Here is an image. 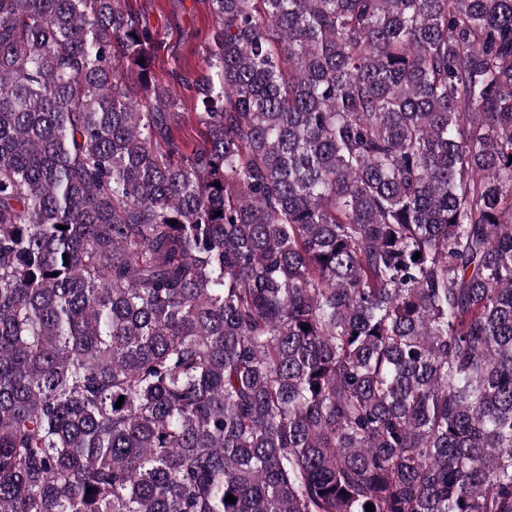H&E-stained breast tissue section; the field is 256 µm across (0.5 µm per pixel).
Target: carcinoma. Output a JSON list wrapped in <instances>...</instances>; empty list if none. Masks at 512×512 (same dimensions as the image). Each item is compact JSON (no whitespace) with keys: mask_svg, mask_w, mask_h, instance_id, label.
<instances>
[{"mask_svg":"<svg viewBox=\"0 0 512 512\" xmlns=\"http://www.w3.org/2000/svg\"><path fill=\"white\" fill-rule=\"evenodd\" d=\"M206 2L0 0V512H512V0ZM132 9L158 34L152 65L155 81L171 90L178 112H195L194 93L173 73L192 77L202 66L206 39L215 24L205 0H129Z\"/></svg>","mask_w":512,"mask_h":512,"instance_id":"carcinoma-1","label":"carcinoma"}]
</instances>
